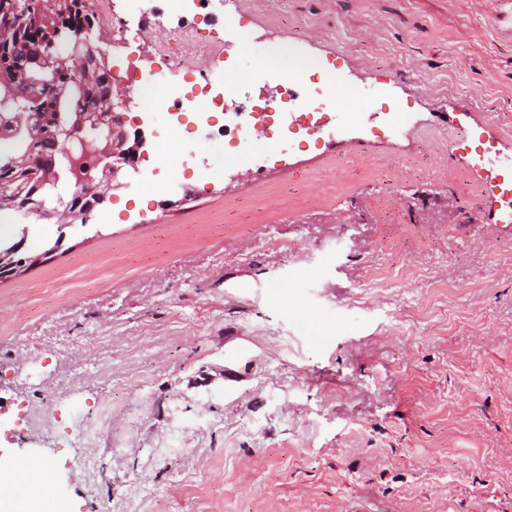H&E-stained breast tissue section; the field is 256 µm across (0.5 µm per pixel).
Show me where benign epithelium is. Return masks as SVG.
Instances as JSON below:
<instances>
[{"label": "benign epithelium", "mask_w": 512, "mask_h": 512, "mask_svg": "<svg viewBox=\"0 0 512 512\" xmlns=\"http://www.w3.org/2000/svg\"><path fill=\"white\" fill-rule=\"evenodd\" d=\"M92 28L69 27L59 22L47 25L38 40L31 44L21 43L20 32L10 25L0 26V49L20 52L27 63L42 72L41 77L32 76L25 67L15 66L10 71L0 70V110L12 112L11 120L0 123V144L17 140L41 139L43 117L30 109L26 103L41 97L45 86L55 74L67 68L80 71L82 78L93 79L99 72L110 69L108 53L93 47ZM68 42L71 51L55 55L50 48ZM57 137L52 151L34 157L22 155H0L3 169H35L38 187L57 185L61 178L75 183L73 200L63 208L41 209L39 219L57 226L59 244H64L70 229L85 225L91 215L105 203L102 187L122 189L128 186L123 180L129 172L137 171L136 163L146 145L143 131L128 133L125 129L124 113L113 95H108L96 112L57 113ZM93 161L86 164L85 155ZM10 211L27 219L30 212L22 209L18 197L0 193V212ZM21 241L14 248L0 251V279H9L16 273L14 254L27 248L29 225H19Z\"/></svg>", "instance_id": "1"}]
</instances>
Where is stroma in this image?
Wrapping results in <instances>:
<instances>
[{
    "instance_id": "stroma-1",
    "label": "stroma",
    "mask_w": 512,
    "mask_h": 512,
    "mask_svg": "<svg viewBox=\"0 0 512 512\" xmlns=\"http://www.w3.org/2000/svg\"><path fill=\"white\" fill-rule=\"evenodd\" d=\"M237 2L198 29L226 110L126 113L131 187L0 281V456L46 471L39 512H512L504 5ZM181 15L125 48L96 26L115 101ZM340 87V134L308 132Z\"/></svg>"
}]
</instances>
